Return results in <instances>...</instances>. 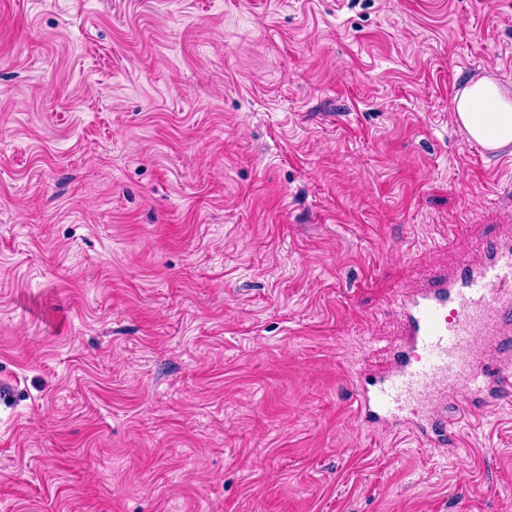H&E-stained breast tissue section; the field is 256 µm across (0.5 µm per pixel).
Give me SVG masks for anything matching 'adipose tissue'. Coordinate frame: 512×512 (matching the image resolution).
<instances>
[{"label": "adipose tissue", "instance_id": "ef3b65f1", "mask_svg": "<svg viewBox=\"0 0 512 512\" xmlns=\"http://www.w3.org/2000/svg\"><path fill=\"white\" fill-rule=\"evenodd\" d=\"M455 122L487 151L512 145V91L491 77L472 81L453 100Z\"/></svg>", "mask_w": 512, "mask_h": 512}]
</instances>
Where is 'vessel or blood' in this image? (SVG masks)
Returning a JSON list of instances; mask_svg holds the SVG:
<instances>
[{"mask_svg": "<svg viewBox=\"0 0 512 512\" xmlns=\"http://www.w3.org/2000/svg\"><path fill=\"white\" fill-rule=\"evenodd\" d=\"M398 313L404 339L391 370L353 382L357 417L428 448L455 447L461 409L512 400V235L431 273Z\"/></svg>", "mask_w": 512, "mask_h": 512, "instance_id": "vessel-or-blood-1", "label": "vessel or blood"}]
</instances>
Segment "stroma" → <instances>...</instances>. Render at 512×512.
<instances>
[{
	"label": "stroma",
	"instance_id": "stroma-1",
	"mask_svg": "<svg viewBox=\"0 0 512 512\" xmlns=\"http://www.w3.org/2000/svg\"><path fill=\"white\" fill-rule=\"evenodd\" d=\"M486 74L512 0H0V512H512V408L351 384L512 225ZM455 122L489 152L512 145V91L492 77L472 81L453 100Z\"/></svg>",
	"mask_w": 512,
	"mask_h": 512
}]
</instances>
